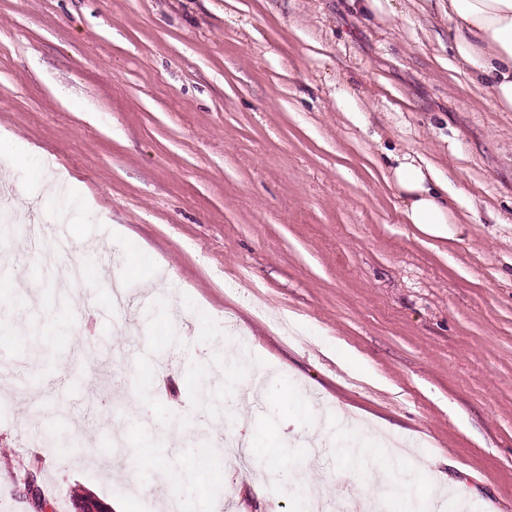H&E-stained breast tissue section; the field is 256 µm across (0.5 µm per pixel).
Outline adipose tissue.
I'll list each match as a JSON object with an SVG mask.
<instances>
[{
    "instance_id": "adipose-tissue-1",
    "label": "adipose tissue",
    "mask_w": 512,
    "mask_h": 512,
    "mask_svg": "<svg viewBox=\"0 0 512 512\" xmlns=\"http://www.w3.org/2000/svg\"><path fill=\"white\" fill-rule=\"evenodd\" d=\"M453 50L459 70L487 85L495 106L512 110V0H448ZM407 223L431 233L455 223L453 204L438 189L439 178L410 157L392 169Z\"/></svg>"
}]
</instances>
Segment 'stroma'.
I'll return each mask as SVG.
<instances>
[{"label": "stroma", "mask_w": 512, "mask_h": 512, "mask_svg": "<svg viewBox=\"0 0 512 512\" xmlns=\"http://www.w3.org/2000/svg\"><path fill=\"white\" fill-rule=\"evenodd\" d=\"M449 39L437 0H0V135L30 155L0 160V187L44 234L85 237L38 306L0 296V392L16 396L0 512H79L85 495L167 512L191 451L143 467L112 447L139 421L142 374L154 425L254 447L248 467L219 455L186 483L182 512H228V494L229 512H296L257 446L296 435L317 441V459L293 453L326 512L353 504L368 492L342 453L355 427L372 469L420 490L412 463L432 460L467 512H512V111ZM395 154L447 177L442 234L405 222ZM78 260L97 273L82 307L59 282ZM157 270L151 301L110 308L114 279L138 296ZM229 348L251 364L230 381ZM270 371L294 413L238 399Z\"/></svg>", "instance_id": "1"}]
</instances>
